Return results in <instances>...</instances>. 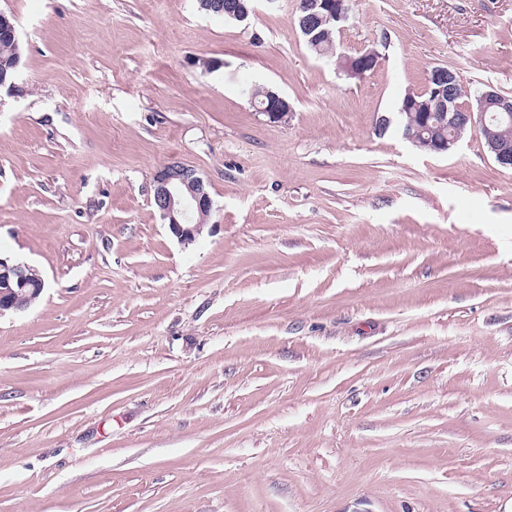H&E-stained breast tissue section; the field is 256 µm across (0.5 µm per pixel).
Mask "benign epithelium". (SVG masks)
<instances>
[{"label": "benign epithelium", "mask_w": 512, "mask_h": 512, "mask_svg": "<svg viewBox=\"0 0 512 512\" xmlns=\"http://www.w3.org/2000/svg\"><path fill=\"white\" fill-rule=\"evenodd\" d=\"M309 15L301 18L303 29L310 30L317 24L337 22V30H342L350 20V12L344 0H315L304 6ZM381 55L376 48H369L355 56L346 57L344 70L350 76H363L377 68ZM437 87L433 88L432 101L427 103L428 112L439 113L435 126L448 123V136L437 141L436 150L440 153L454 145L458 138L454 129L469 125L479 128L485 144L494 160L503 167H512V142L489 136L487 119L501 118L512 122V98L494 90H486L475 95V102L457 101V80L454 74L442 68L433 71ZM268 102L259 108L272 122L283 120L291 106L275 92H268ZM156 189L153 204L161 217L167 221L170 231L183 244L194 241L199 226L185 223L186 214L197 209L208 211L212 202L205 189L204 181L190 165L178 163L165 165L155 175ZM44 284L39 272L24 263H9L0 258V313L18 309V300L26 295V287L31 283Z\"/></svg>", "instance_id": "obj_1"}]
</instances>
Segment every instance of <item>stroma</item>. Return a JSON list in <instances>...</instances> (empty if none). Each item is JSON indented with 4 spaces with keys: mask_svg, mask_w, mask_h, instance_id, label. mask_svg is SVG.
I'll list each match as a JSON object with an SVG mask.
<instances>
[{
    "mask_svg": "<svg viewBox=\"0 0 512 512\" xmlns=\"http://www.w3.org/2000/svg\"><path fill=\"white\" fill-rule=\"evenodd\" d=\"M299 2L0 0V253L45 281L0 314V512H512V169L376 128L435 66L512 97V0H354L361 79ZM13 15L9 12L0 10V32L8 33L13 39L6 38L2 34L0 35V63L7 61L6 66L12 63L14 58L15 46L18 48L19 36L15 24L12 22ZM15 44V46H14ZM346 62L344 70L350 76H364L367 72L374 71L379 65L381 55L376 48H369L360 51L355 56H344ZM245 89L248 92L251 91L252 95L256 97L255 102L258 105H261V101L266 100L268 96L267 104L259 108V112L265 114L270 122L282 121L291 110L290 104L284 97L272 91L266 95V89L260 85L252 84ZM155 183V208L181 243L193 242L199 230L196 224H202L203 229L205 218L209 216L199 211H210L212 207L203 179L192 166L178 162L174 166L164 165L156 173ZM195 208L197 210H193ZM189 211L188 222L185 224V216ZM202 229L197 235L201 234Z\"/></svg>",
    "mask_w": 512,
    "mask_h": 512,
    "instance_id": "35a3bbf8",
    "label": "stroma"
}]
</instances>
